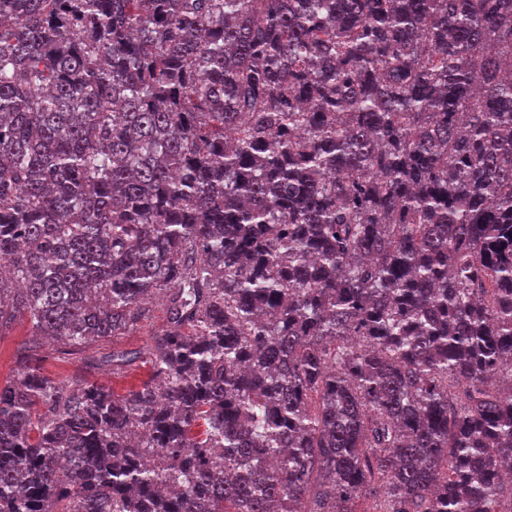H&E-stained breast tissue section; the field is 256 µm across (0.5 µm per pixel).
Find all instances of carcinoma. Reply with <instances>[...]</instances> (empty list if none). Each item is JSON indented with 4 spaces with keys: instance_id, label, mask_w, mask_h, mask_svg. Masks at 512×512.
Segmentation results:
<instances>
[{
    "instance_id": "1",
    "label": "carcinoma",
    "mask_w": 512,
    "mask_h": 512,
    "mask_svg": "<svg viewBox=\"0 0 512 512\" xmlns=\"http://www.w3.org/2000/svg\"><path fill=\"white\" fill-rule=\"evenodd\" d=\"M0 512H512V0H0ZM204 430H198V427ZM148 319L125 336H114L88 345L83 352L73 355L63 354L64 345L50 347L49 358L44 363L46 372L57 381L70 384L76 376L83 374V358L88 355L100 356L112 352V348L142 349L148 344L150 336L161 332L167 327L166 310L162 297H156L148 305ZM30 325L20 320L0 337V382L11 379L16 369V360L21 349L31 342ZM152 376L150 363L139 362L131 371L125 374H112L108 367H101L92 371V378L104 383L115 391L116 394H124L129 389L140 386Z\"/></svg>"
}]
</instances>
